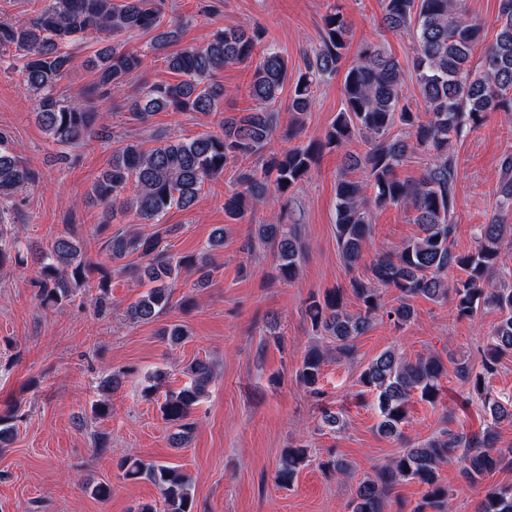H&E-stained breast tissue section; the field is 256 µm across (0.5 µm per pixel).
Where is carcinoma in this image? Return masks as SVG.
<instances>
[{
  "mask_svg": "<svg viewBox=\"0 0 512 512\" xmlns=\"http://www.w3.org/2000/svg\"><path fill=\"white\" fill-rule=\"evenodd\" d=\"M463 2L381 0L383 26L391 31L410 30L415 38L412 68L425 104L423 112H414L403 103L404 68L384 47L366 44L355 61L343 66L348 23L338 11L326 14L320 46L307 59L305 70L295 76L290 109L304 115L313 105L314 88L341 72L344 110L324 140L281 150L275 147L278 113L270 106L288 82V60L266 40V31L260 27L219 29L203 47L170 52L177 31L160 29L165 0H48L27 22L0 23V49H15V66L27 89L38 98V123L55 143L67 147H76L93 135H107V126L95 109L96 100L105 95L113 96L114 109L140 123L156 112L217 115L224 97L223 85L215 80L217 73L228 64L244 63L259 54L250 84V96L257 106L222 116L218 120L221 132L190 139L156 133V145L151 148L127 140L115 149L109 167L90 193L105 207L107 217L120 212L160 224L169 210L192 207L205 182L234 167L239 190L225 199V213L242 221L257 204L271 198L283 201L278 215L256 225L255 237L273 250L276 278L292 282L300 273L304 245L299 225L288 223V194L308 179L323 149L343 153L345 170L364 171L373 189L369 196L361 182L346 177L336 186V242L347 268L364 260L375 211L395 206L413 213L419 234L393 251L376 254L366 279L354 277L347 289L309 297L306 314L318 342L306 351L295 377L313 393L320 394L318 383L328 355L354 359L356 339L371 328L381 311L399 327L410 323L411 302L419 297L451 301L459 318L473 319L486 307L500 312V321L487 336L481 372L473 373L466 363L458 367L459 375L489 411L490 424L469 436L445 429L408 443L398 456L376 469L374 476L359 483L348 512H384L388 493L404 479L426 487L411 512H451L448 487L439 475L441 466L459 464L471 486L488 473L512 466V448L498 447L493 429L503 421L512 422V405L502 404L489 386L503 356L512 352V272L499 266L503 251L512 247V224L502 218V212L512 209V155L501 161L500 213L487 224L474 225L473 250L458 253L452 222L458 170L454 156L448 153L452 140L481 126L489 113L512 114V0H499L495 40L477 68L470 66V54L485 26L467 18ZM134 32L154 33L150 50L163 53L174 80L145 85L134 95L123 93L127 77L145 65V58L114 42L92 60L96 78L80 93V99L67 102L60 97L57 86L70 63L69 43L89 34L116 39ZM358 136L369 146L361 155L349 150ZM417 152L427 154L431 161L418 179H401L398 168ZM36 179V171L17 158L8 138L0 133V263L12 254L24 262L17 242L4 234V226L11 223L4 204ZM161 241L158 235L107 238L112 261L135 255L144 265L100 269L96 307L106 305L114 273H135L152 284L127 308L128 317L137 323L151 322L167 308L185 266L199 273L198 286L205 285L210 276L209 253L195 261L176 258ZM33 259L38 265V293L47 305L69 300L73 290L86 283V271L92 268L82 259L71 231L45 248H36ZM450 270L460 271L451 284ZM384 288L396 294V304L384 306ZM349 293L359 302L355 313L346 308ZM160 336L171 345H180L189 339V332L185 325L174 323L163 327ZM445 373V364L434 354L410 360L389 347L373 359L360 380L375 395L379 431L406 440L404 426L412 396L435 402ZM184 374L188 381L178 390L166 391L160 406L163 420L179 429L183 441L195 429L191 416L212 382L213 366L206 359H195ZM307 463L304 446L287 448L275 472L276 483L291 487ZM120 469L127 479L147 480L157 487L164 512H193L191 484L177 467L128 455L120 460ZM478 512H512V486L484 488Z\"/></svg>",
  "mask_w": 512,
  "mask_h": 512,
  "instance_id": "obj_1",
  "label": "carcinoma"
}]
</instances>
